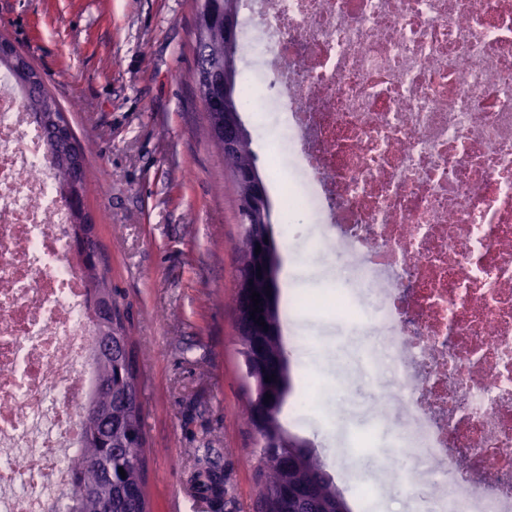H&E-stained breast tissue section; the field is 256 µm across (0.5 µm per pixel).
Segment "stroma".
Instances as JSON below:
<instances>
[{
  "label": "stroma",
  "instance_id": "obj_1",
  "mask_svg": "<svg viewBox=\"0 0 512 512\" xmlns=\"http://www.w3.org/2000/svg\"><path fill=\"white\" fill-rule=\"evenodd\" d=\"M195 0H0V35L24 51L85 149V211L138 354L150 512H212L187 486L210 459L219 512H256L260 443L245 411L235 314L242 232L233 177L213 151L194 82ZM242 123L266 189L281 266L283 343L293 382L281 422L307 441L351 512H443L435 462L405 449L409 397L383 369L390 331L380 292L346 278L328 224L289 216L295 191L258 113ZM347 313H337L335 303ZM312 355L295 358L297 349Z\"/></svg>",
  "mask_w": 512,
  "mask_h": 512
}]
</instances>
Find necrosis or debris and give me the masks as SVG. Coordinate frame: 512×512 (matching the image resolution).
Here are the masks:
<instances>
[{"instance_id":"necrosis-or-debris-1","label":"necrosis or debris","mask_w":512,"mask_h":512,"mask_svg":"<svg viewBox=\"0 0 512 512\" xmlns=\"http://www.w3.org/2000/svg\"><path fill=\"white\" fill-rule=\"evenodd\" d=\"M282 154L333 225L412 397L409 451L512 512V0H249ZM73 217L0 69V512H65L96 371Z\"/></svg>"}]
</instances>
